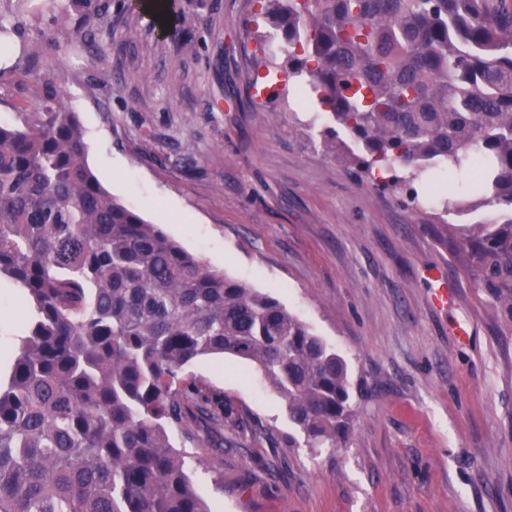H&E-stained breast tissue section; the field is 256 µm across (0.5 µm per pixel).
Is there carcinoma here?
I'll list each match as a JSON object with an SVG mask.
<instances>
[{"mask_svg":"<svg viewBox=\"0 0 512 512\" xmlns=\"http://www.w3.org/2000/svg\"><path fill=\"white\" fill-rule=\"evenodd\" d=\"M268 38L357 142L346 160L416 200L426 171L469 272L512 326V5L508 0H263ZM100 0H49L52 23ZM0 123V280L32 315L0 385V512H210L170 431L205 429L224 483V425L250 421L184 377L200 357L254 363L307 448L354 416L348 367L271 295L210 268L99 184L56 77Z\"/></svg>","mask_w":512,"mask_h":512,"instance_id":"obj_1","label":"carcinoma"}]
</instances>
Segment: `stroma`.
Returning a JSON list of instances; mask_svg holds the SVG:
<instances>
[{"label": "stroma", "mask_w": 512, "mask_h": 512, "mask_svg": "<svg viewBox=\"0 0 512 512\" xmlns=\"http://www.w3.org/2000/svg\"><path fill=\"white\" fill-rule=\"evenodd\" d=\"M168 23L112 0L104 18L59 25L40 43L42 71L62 77L87 161L120 202L209 266L269 293L348 364L356 415L339 448H292L285 402L258 367L231 355L187 367L254 419L224 450V483L199 466L180 430L198 493L212 512H512V328L478 288L432 209L358 178L326 152L322 107L296 102L275 54L257 94V0H168ZM20 22L0 59V121L32 108L22 45L40 42L48 9ZM453 300L433 301V269ZM0 283V378L29 316Z\"/></svg>", "instance_id": "1"}]
</instances>
